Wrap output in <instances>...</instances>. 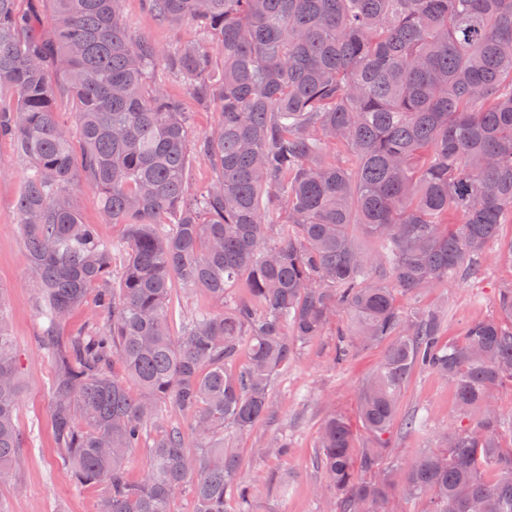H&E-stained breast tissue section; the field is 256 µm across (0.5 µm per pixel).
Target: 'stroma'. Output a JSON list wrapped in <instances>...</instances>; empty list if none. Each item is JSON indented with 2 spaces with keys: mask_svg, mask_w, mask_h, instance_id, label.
I'll return each instance as SVG.
<instances>
[{
  "mask_svg": "<svg viewBox=\"0 0 512 512\" xmlns=\"http://www.w3.org/2000/svg\"><path fill=\"white\" fill-rule=\"evenodd\" d=\"M124 20L133 37H145L165 52L194 39V25L163 23L146 9L143 0H124ZM156 82L183 99L195 133L207 131L217 119L213 107L201 106L187 84L157 68ZM27 164L9 140L0 141V299L6 304L10 333L18 359L23 394L17 417L24 469L0 481V502L10 512H95L104 486L84 487L73 477L58 454L47 413L48 385L54 366L39 340L42 322L36 313V288L29 271L16 200ZM80 215L84 223L96 225L107 241L120 240L124 228L106 221L99 193L85 181L76 185ZM512 242V224L503 225L497 241L490 243L481 268L473 279H457L430 289L421 304L444 311L443 336L456 339L478 320L498 315L496 305L501 288L512 284V265L500 260L503 246ZM350 316L340 313L334 326L323 336L301 348L277 375L272 389L273 418L257 424L244 436L224 431V445L237 449L242 478L252 484L254 494L248 512H334L332 488L326 487L323 470L316 459L319 428L331 412L357 421V398L364 380L380 364L385 345L353 350L348 362L335 359L336 330L348 326ZM427 415L426 427L406 431L394 427L392 455L399 463L393 474L401 481L404 469L422 453L438 448L445 431L466 426L456 408L452 384L433 373L414 370L401 396L398 414ZM278 437L288 443L280 457L255 455L257 447Z\"/></svg>",
  "mask_w": 512,
  "mask_h": 512,
  "instance_id": "1",
  "label": "stroma"
}]
</instances>
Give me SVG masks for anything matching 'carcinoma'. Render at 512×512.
Segmentation results:
<instances>
[{"mask_svg": "<svg viewBox=\"0 0 512 512\" xmlns=\"http://www.w3.org/2000/svg\"><path fill=\"white\" fill-rule=\"evenodd\" d=\"M18 2L0 0V139L29 163L16 206L55 367V448L79 484L106 485L96 512H173L184 490L193 512H228L231 500L247 512L252 486L224 428L245 435L269 418L273 377L343 311L352 324L337 330L338 360L349 358L344 336L388 347L359 390L368 447L354 453L336 412L317 439L336 510L394 512L398 496L432 512H512V442L494 406L512 382V286L499 291L500 316L444 342L441 310L396 301L475 274L512 220V0H145L199 33L169 53L129 34L123 0H45L49 37L42 4ZM160 62L216 107L206 134L150 80ZM63 90L78 148L57 117ZM329 144L344 156L328 158ZM197 157L213 178L192 194ZM80 179L124 241L81 222ZM177 284L224 310L176 338ZM92 290L110 320L63 332ZM417 367L448 378L468 424L396 485L389 436ZM21 392L0 297V479L25 464ZM167 407L187 428L159 426L133 480L131 451Z\"/></svg>", "mask_w": 512, "mask_h": 512, "instance_id": "obj_1", "label": "carcinoma"}]
</instances>
